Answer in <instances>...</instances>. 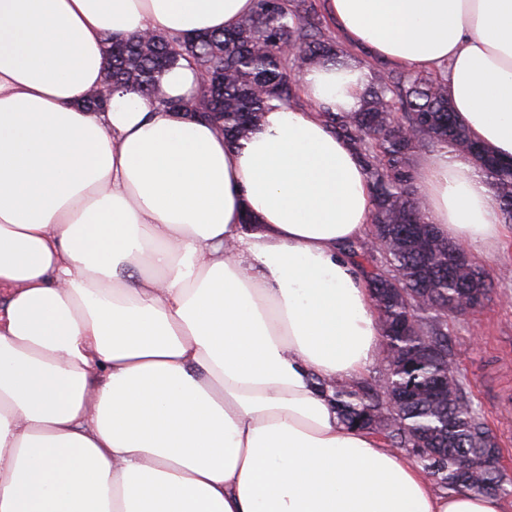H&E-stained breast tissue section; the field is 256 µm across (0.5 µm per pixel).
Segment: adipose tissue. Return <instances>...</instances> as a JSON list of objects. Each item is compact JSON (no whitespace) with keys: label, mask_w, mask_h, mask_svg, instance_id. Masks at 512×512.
<instances>
[{"label":"adipose tissue","mask_w":512,"mask_h":512,"mask_svg":"<svg viewBox=\"0 0 512 512\" xmlns=\"http://www.w3.org/2000/svg\"><path fill=\"white\" fill-rule=\"evenodd\" d=\"M254 0H0V512H512L440 493L331 387L379 346L345 244L374 200L322 113L368 68L312 64L305 107L227 144L133 92L106 111L107 36L234 27ZM351 45L444 72L470 135L512 161V0H324ZM428 223L481 255L504 226L473 160L413 172ZM327 390H319L318 382Z\"/></svg>","instance_id":"ef3b65f1"}]
</instances>
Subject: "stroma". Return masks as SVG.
Returning a JSON list of instances; mask_svg holds the SVG:
<instances>
[{"label":"stroma","instance_id":"stroma-1","mask_svg":"<svg viewBox=\"0 0 512 512\" xmlns=\"http://www.w3.org/2000/svg\"><path fill=\"white\" fill-rule=\"evenodd\" d=\"M494 287L484 307L448 321V344L457 370L467 381V395L483 413L501 449V464L512 482V224L490 257H473Z\"/></svg>","mask_w":512,"mask_h":512}]
</instances>
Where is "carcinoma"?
<instances>
[{
	"mask_svg": "<svg viewBox=\"0 0 512 512\" xmlns=\"http://www.w3.org/2000/svg\"><path fill=\"white\" fill-rule=\"evenodd\" d=\"M104 48L112 90L150 99L167 69L182 61L194 67L200 76L196 94L160 104L220 125L231 143L252 131L271 102L290 105L306 65L356 60L326 36L312 0H256L253 14L230 31L188 39L110 36ZM324 116L363 163L375 201L372 227L388 240L381 250L370 249L365 240L349 243L347 250L372 291L382 326L383 367H398L386 388L334 386L337 415L349 428L380 435L388 448L413 449L425 440L428 450L415 453L425 471L450 490L481 494L487 471L478 452L498 444L466 396V379L454 367L447 336L449 318L479 307L471 291L487 294L493 283L470 261L448 268L456 246L425 221L410 161L426 146L468 154L508 224L512 165L485 160L488 152L452 120L445 83L433 74L377 72L360 110ZM423 337L432 343L427 354L418 351ZM445 376L440 397H432L433 385Z\"/></svg>",
	"mask_w": 512,
	"mask_h": 512,
	"instance_id": "cac0c4a2",
	"label": "carcinoma"
}]
</instances>
